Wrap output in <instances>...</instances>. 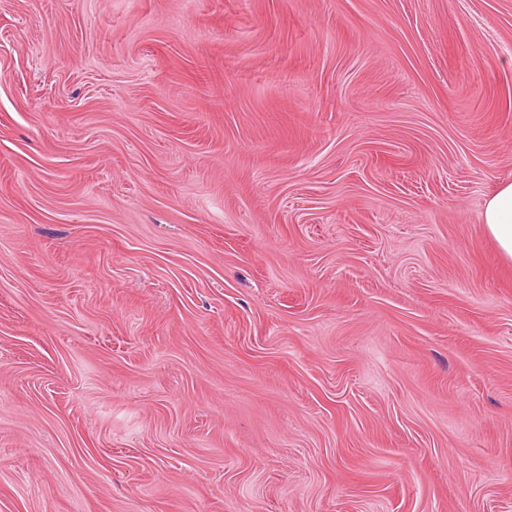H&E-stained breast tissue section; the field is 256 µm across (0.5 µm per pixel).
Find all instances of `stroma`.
I'll return each instance as SVG.
<instances>
[{"instance_id": "obj_1", "label": "stroma", "mask_w": 512, "mask_h": 512, "mask_svg": "<svg viewBox=\"0 0 512 512\" xmlns=\"http://www.w3.org/2000/svg\"><path fill=\"white\" fill-rule=\"evenodd\" d=\"M512 0H0V512H512ZM480 219L502 257L512 261V182L502 183L487 199Z\"/></svg>"}]
</instances>
